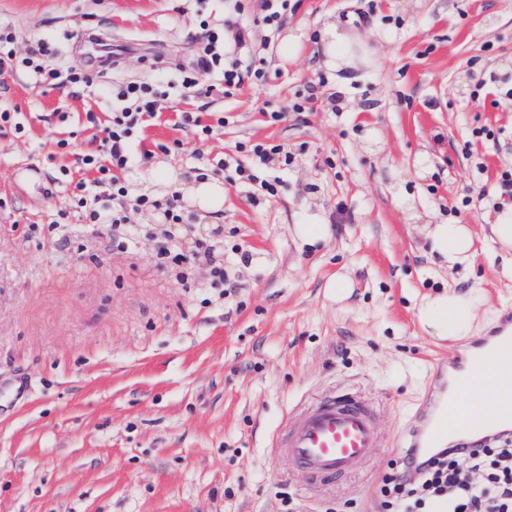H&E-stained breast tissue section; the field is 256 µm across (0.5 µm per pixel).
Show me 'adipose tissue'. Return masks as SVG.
I'll return each mask as SVG.
<instances>
[{"mask_svg":"<svg viewBox=\"0 0 512 512\" xmlns=\"http://www.w3.org/2000/svg\"><path fill=\"white\" fill-rule=\"evenodd\" d=\"M325 63L332 68L353 66L367 61L369 49L362 39L343 34L336 25H327L321 38ZM428 238L432 253L448 269L467 267L472 262L473 237L468 225L443 223L432 225ZM475 299L473 294L445 291L430 299L418 312L423 323L435 335L458 338L474 333Z\"/></svg>","mask_w":512,"mask_h":512,"instance_id":"ef3b65f1","label":"adipose tissue"}]
</instances>
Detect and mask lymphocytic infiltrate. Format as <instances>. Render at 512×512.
Segmentation results:
<instances>
[{
  "instance_id": "1",
  "label": "lymphocytic infiltrate",
  "mask_w": 512,
  "mask_h": 512,
  "mask_svg": "<svg viewBox=\"0 0 512 512\" xmlns=\"http://www.w3.org/2000/svg\"><path fill=\"white\" fill-rule=\"evenodd\" d=\"M242 9L235 0L224 16L223 28L202 23V54L195 68L182 72L177 80L141 81L127 84L117 95L118 103L112 109V118L101 129L97 153L84 156V165L95 170L91 181L77 182L72 201L80 218L88 224L106 225L116 232L120 240L133 243L143 233L139 224L128 223L123 200L128 186L122 181L135 159L132 145L140 127L156 118L164 101L174 92L193 91L202 77L214 76L223 84L224 95H231L242 83L243 75L262 81L265 72L255 58L228 59L224 50V34L232 32L238 46H245L251 37L247 28L238 26L236 17ZM16 39L10 30H0V76L13 74L18 64H25L35 82L62 91L81 88L97 92L88 68L65 63L46 67L53 55L48 42L37 41L27 57H18ZM135 209L152 212L158 224L167 228L166 243L154 254V264L163 271H171L193 264L196 257H204L210 266V287L229 284L230 269L218 251L217 239L197 241L191 253H184L172 232L173 226L183 223V207L179 193L163 199L146 195L137 196ZM483 475L482 482L471 481L473 472ZM387 512L403 508L404 512H512V448H477L459 453L448 448L431 456L427 464L404 458L400 470L385 477L380 488Z\"/></svg>"
}]
</instances>
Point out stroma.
Masks as SVG:
<instances>
[{"mask_svg": "<svg viewBox=\"0 0 512 512\" xmlns=\"http://www.w3.org/2000/svg\"><path fill=\"white\" fill-rule=\"evenodd\" d=\"M259 5L243 0L240 22L266 81L164 104L135 141L152 158L128 176L132 194L162 197L159 168L188 181L240 142L297 154L273 202H251L231 166L217 173L222 211L202 219L181 201L184 248L216 234L226 258L250 255L227 297L209 287L207 263L183 279L159 271L151 236L117 248L78 220L61 185L94 177L78 162L98 147L87 113L107 121L129 82L194 66L199 23H221L224 0H0L19 50L43 39L76 61L73 35L87 28L126 50L96 74L93 99L21 74L0 85V110L26 125L24 137L0 134V512H385L382 479L442 384L435 364L474 339L432 335L421 303L473 291L482 338L512 312L490 241L495 185L512 172V0H291L272 33L255 22ZM329 23L365 40L371 62L327 67L316 35ZM291 30L304 34L293 46ZM305 96L311 110L292 111ZM184 111L227 124L202 146L179 125ZM27 160L42 166L40 185L15 182ZM449 221L472 231L468 270L430 252L428 225ZM302 224L332 234L308 241ZM339 277L351 283L340 301ZM335 392L371 403L381 444L314 488L270 441L287 414Z\"/></svg>", "mask_w": 512, "mask_h": 512, "instance_id": "obj_1", "label": "stroma"}]
</instances>
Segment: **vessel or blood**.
Masks as SVG:
<instances>
[{"instance_id":"b4317fda","label":"vessel or blood","mask_w":512,"mask_h":512,"mask_svg":"<svg viewBox=\"0 0 512 512\" xmlns=\"http://www.w3.org/2000/svg\"><path fill=\"white\" fill-rule=\"evenodd\" d=\"M512 354V324L475 345L474 358L453 367L450 391H436L419 412V425L404 440L411 455L430 456L442 448H479L512 436V363L501 366L498 414L492 419L469 416L457 395L472 385L479 363ZM379 438L371 406L344 394L318 398L300 413L287 417L276 435L277 457L305 471L313 484H332L363 466Z\"/></svg>"}]
</instances>
